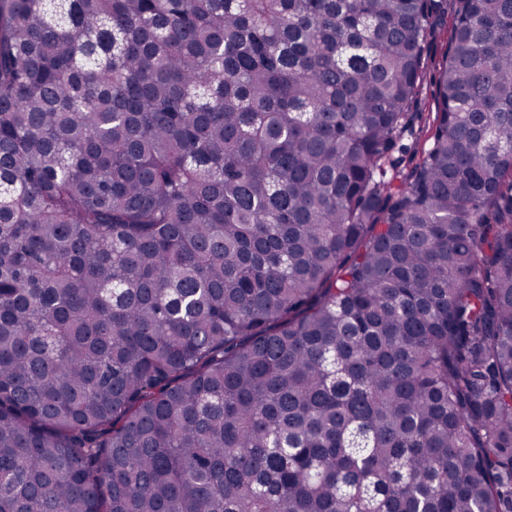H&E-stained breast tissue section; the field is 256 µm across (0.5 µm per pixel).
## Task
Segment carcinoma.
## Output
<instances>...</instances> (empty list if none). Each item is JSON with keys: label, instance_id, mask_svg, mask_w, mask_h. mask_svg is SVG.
<instances>
[{"label": "carcinoma", "instance_id": "carcinoma-1", "mask_svg": "<svg viewBox=\"0 0 512 512\" xmlns=\"http://www.w3.org/2000/svg\"><path fill=\"white\" fill-rule=\"evenodd\" d=\"M0 512H512V0H0Z\"/></svg>", "mask_w": 512, "mask_h": 512}]
</instances>
